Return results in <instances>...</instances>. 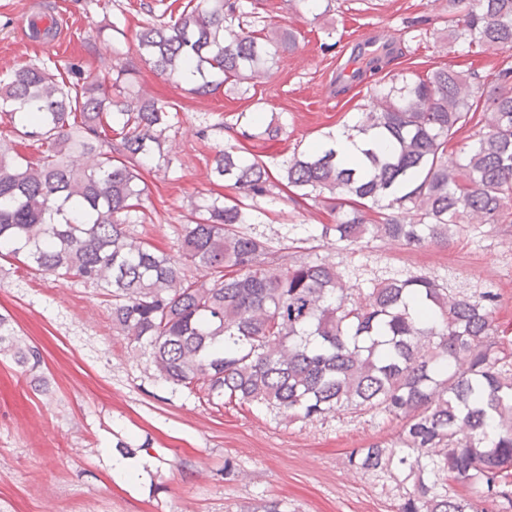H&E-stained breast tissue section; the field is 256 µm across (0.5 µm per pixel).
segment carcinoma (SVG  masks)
I'll list each match as a JSON object with an SVG mask.
<instances>
[{
	"label": "carcinoma",
	"mask_w": 512,
	"mask_h": 512,
	"mask_svg": "<svg viewBox=\"0 0 512 512\" xmlns=\"http://www.w3.org/2000/svg\"><path fill=\"white\" fill-rule=\"evenodd\" d=\"M448 52L512 48V0H447ZM243 0H186L178 17L150 18L138 52L195 95H244L295 37L268 38ZM377 73L389 54L362 52ZM512 67L485 90L442 67L424 79L371 88L349 130L362 148L341 157L331 132L278 172L237 141L215 152L213 172L237 197L194 208L176 254L133 236L146 222L143 171L166 161L174 105L131 96L112 110L101 85L58 80L43 61L0 83V259L56 278L77 277L112 296V328L150 349L165 382L201 385L207 401L254 404L290 418L368 411L400 423L396 441L353 450L348 465L403 485L398 512H479L448 480L482 490L512 512V364L500 349V293L448 288L434 278H364L318 260L277 263L270 242L246 230L258 202L279 189L296 205L347 208L321 236L342 249L367 238L418 246L446 238L463 217L512 216ZM486 111H478L479 104ZM473 144L448 154L457 133ZM42 148L30 160L28 142ZM26 371L35 345L0 315V354Z\"/></svg>",
	"instance_id": "1"
}]
</instances>
